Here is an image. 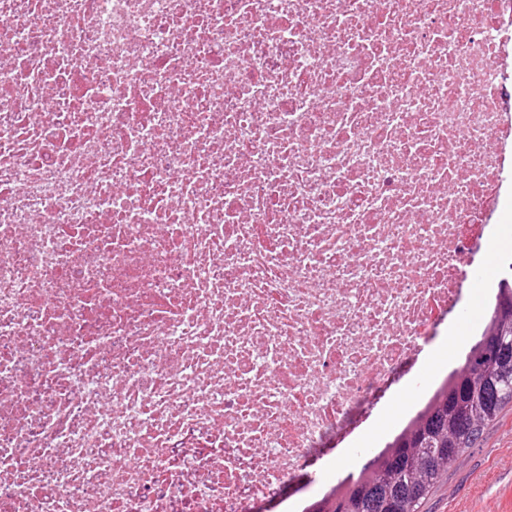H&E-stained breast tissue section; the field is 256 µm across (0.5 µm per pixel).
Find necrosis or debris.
<instances>
[{
  "mask_svg": "<svg viewBox=\"0 0 512 512\" xmlns=\"http://www.w3.org/2000/svg\"><path fill=\"white\" fill-rule=\"evenodd\" d=\"M511 171L512 0H0V512L277 496Z\"/></svg>",
  "mask_w": 512,
  "mask_h": 512,
  "instance_id": "obj_1",
  "label": "necrosis or debris"
}]
</instances>
